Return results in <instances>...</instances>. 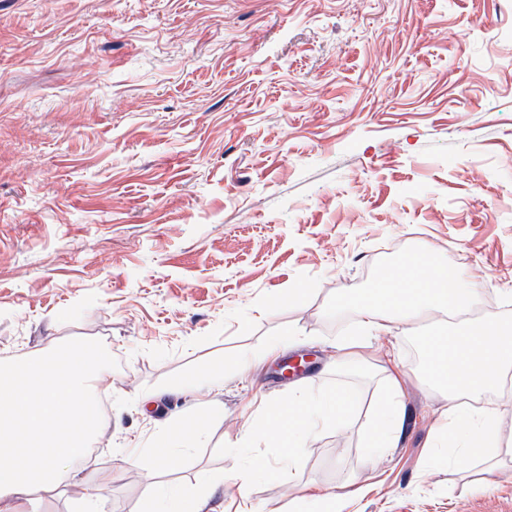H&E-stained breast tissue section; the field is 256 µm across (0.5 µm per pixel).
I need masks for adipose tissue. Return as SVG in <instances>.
I'll use <instances>...</instances> for the list:
<instances>
[{
  "label": "adipose tissue",
  "mask_w": 512,
  "mask_h": 512,
  "mask_svg": "<svg viewBox=\"0 0 512 512\" xmlns=\"http://www.w3.org/2000/svg\"><path fill=\"white\" fill-rule=\"evenodd\" d=\"M480 295L478 281L427 255L407 257L371 287L339 293L337 309L361 318V332L346 338L336 359L339 368H366L363 351L372 333L412 325L424 317L469 313ZM420 374L439 390L434 459L459 464L484 458L487 478L500 471L502 456L512 457V436L503 437L499 410L487 393L512 400V324L464 322L454 332L438 331L421 344ZM109 353L89 342H73L33 356L0 362V512H50L67 490L82 489L79 512H101L100 492L111 471L86 470L90 444L103 428L94 398L109 376ZM384 394L363 434L367 463H375L398 444L404 421L401 387L408 376L394 353L375 366ZM351 398L339 391L319 397L295 395L288 406L270 411L288 453L276 463L253 455L247 477L274 476L293 482V460L303 445L326 427L343 428ZM210 484L191 489L154 485L146 489V512H203Z\"/></svg>",
  "instance_id": "obj_1"
}]
</instances>
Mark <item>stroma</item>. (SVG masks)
Here are the masks:
<instances>
[{
	"mask_svg": "<svg viewBox=\"0 0 512 512\" xmlns=\"http://www.w3.org/2000/svg\"><path fill=\"white\" fill-rule=\"evenodd\" d=\"M416 252L480 282L474 318L512 322V0H0V357L113 354L90 454L105 512L211 480V512H293L314 479L346 512H512V464L483 486L481 463L427 461L437 319L365 348L410 373L397 448L363 464L379 387L336 367L360 331L336 295ZM283 333L308 391L355 395L351 424L298 450L294 484H245L242 426L276 461L263 405L291 380L269 361L226 378L211 422L175 385ZM194 420L174 470L140 456Z\"/></svg>",
	"mask_w": 512,
	"mask_h": 512,
	"instance_id": "obj_1",
	"label": "stroma"
}]
</instances>
